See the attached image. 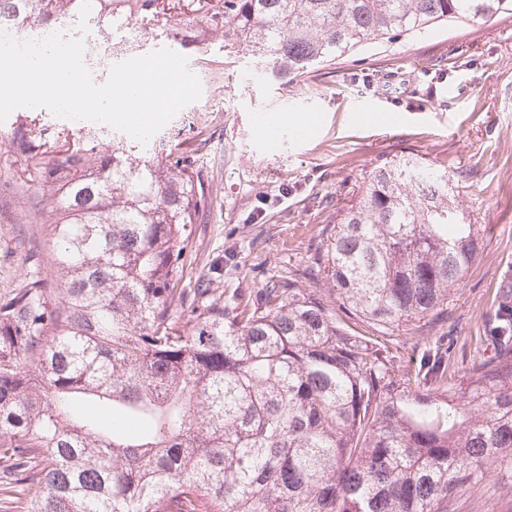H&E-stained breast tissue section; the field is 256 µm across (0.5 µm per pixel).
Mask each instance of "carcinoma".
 Returning a JSON list of instances; mask_svg holds the SVG:
<instances>
[{"instance_id": "1", "label": "carcinoma", "mask_w": 512, "mask_h": 512, "mask_svg": "<svg viewBox=\"0 0 512 512\" xmlns=\"http://www.w3.org/2000/svg\"><path fill=\"white\" fill-rule=\"evenodd\" d=\"M203 0H0V23L120 29ZM512 0H222L210 21L289 83L365 44L487 22ZM18 129L27 182L52 192L61 288L32 272L0 299L3 512H448L512 461V281L488 354L448 382L442 347L402 374L384 333L429 324L481 250L448 172L379 167L324 227L306 272L260 298L183 285L205 209L193 162L162 138Z\"/></svg>"}]
</instances>
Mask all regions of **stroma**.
I'll return each instance as SVG.
<instances>
[{
	"instance_id": "35a3bbf8",
	"label": "stroma",
	"mask_w": 512,
	"mask_h": 512,
	"mask_svg": "<svg viewBox=\"0 0 512 512\" xmlns=\"http://www.w3.org/2000/svg\"><path fill=\"white\" fill-rule=\"evenodd\" d=\"M125 34L132 52L94 43L87 66L106 77L129 56L169 48L187 57L202 88L163 129L191 157L207 198L192 226L186 287L207 280L229 297L303 272L323 227L349 207L364 179L410 156L453 175L461 207L488 236L444 316L375 339L405 361L447 340L455 374L463 376L498 287L512 277V11L368 44L285 85L251 77L249 60L225 52L222 33L202 17L188 23L167 14L130 24ZM200 45L206 55L197 53ZM363 106L383 123L357 125ZM391 115L398 123L387 124ZM31 120L48 129L64 124L45 107L16 109L0 123V298L35 268L49 287L58 285L47 233L52 199L28 190L16 150V129ZM262 123L271 137L257 135ZM448 512H512V462L489 466L477 485L450 500Z\"/></svg>"
}]
</instances>
